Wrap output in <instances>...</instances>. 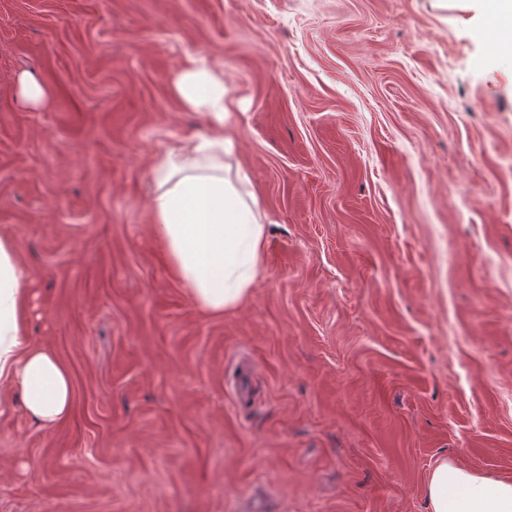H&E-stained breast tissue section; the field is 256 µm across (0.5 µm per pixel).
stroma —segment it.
Instances as JSON below:
<instances>
[{"label": "stroma", "mask_w": 512, "mask_h": 512, "mask_svg": "<svg viewBox=\"0 0 512 512\" xmlns=\"http://www.w3.org/2000/svg\"><path fill=\"white\" fill-rule=\"evenodd\" d=\"M480 0H0V235L69 367L0 414V512H428L512 479V58ZM224 64L263 272L215 317L151 230V162ZM34 74L42 104L18 95ZM429 512H512V479H489L443 459L425 485Z\"/></svg>", "instance_id": "obj_1"}]
</instances>
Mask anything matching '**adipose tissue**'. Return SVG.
Instances as JSON below:
<instances>
[{"label":"adipose tissue","instance_id":"1","mask_svg":"<svg viewBox=\"0 0 512 512\" xmlns=\"http://www.w3.org/2000/svg\"><path fill=\"white\" fill-rule=\"evenodd\" d=\"M172 86L185 109L207 114L209 131L155 153L152 232L193 301L220 316L249 297L262 272L265 216L231 164L240 115L223 64L190 56ZM30 307L28 272L12 239L0 235V411L19 400L51 428L71 411L72 378L50 347L27 336ZM425 498L428 512H512V479L493 480L444 459L429 474Z\"/></svg>","mask_w":512,"mask_h":512}]
</instances>
